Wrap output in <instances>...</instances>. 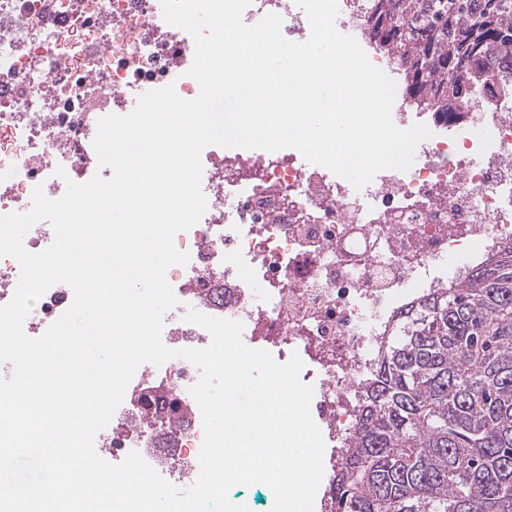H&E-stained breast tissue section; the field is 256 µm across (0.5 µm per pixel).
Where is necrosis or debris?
I'll return each instance as SVG.
<instances>
[{
    "label": "necrosis or debris",
    "instance_id": "1",
    "mask_svg": "<svg viewBox=\"0 0 512 512\" xmlns=\"http://www.w3.org/2000/svg\"><path fill=\"white\" fill-rule=\"evenodd\" d=\"M338 6L337 29L375 67L402 72L398 51L376 47L363 0ZM270 14L285 39L309 38L293 0H251L241 19L253 25ZM194 53L192 37L164 20L158 0H0V216L27 212L35 187L56 200L67 180L110 178L93 146L99 120L130 114L143 87L171 84L195 99ZM418 119L430 135L410 168L380 171L359 190L292 147L207 146L206 210L174 237L189 261L165 273L177 303L163 343L210 344L207 330L185 321L192 308L241 322L245 345L278 363L299 355L328 469L388 325L442 284L448 265L466 271L480 253L512 243V94ZM73 299L67 284L49 287L25 333L41 336ZM198 379L181 358L140 365L95 437L99 455L119 463L138 452L170 483L191 486L204 439L189 392Z\"/></svg>",
    "mask_w": 512,
    "mask_h": 512
}]
</instances>
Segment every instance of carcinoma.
<instances>
[{"instance_id": "carcinoma-1", "label": "carcinoma", "mask_w": 512, "mask_h": 512, "mask_svg": "<svg viewBox=\"0 0 512 512\" xmlns=\"http://www.w3.org/2000/svg\"><path fill=\"white\" fill-rule=\"evenodd\" d=\"M366 0L402 51L403 90L434 112L490 94L512 54V0ZM334 512H512V246L426 292L381 338L358 398Z\"/></svg>"}]
</instances>
